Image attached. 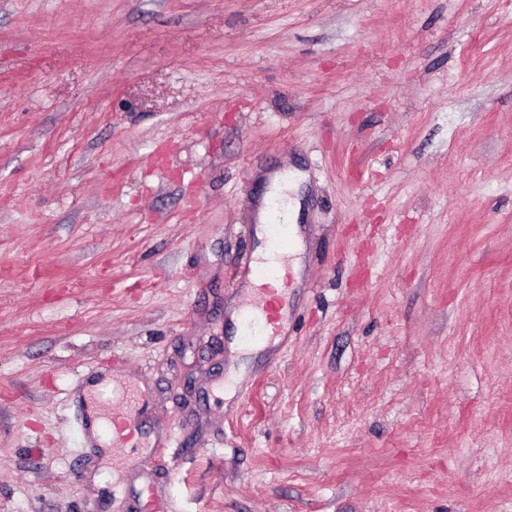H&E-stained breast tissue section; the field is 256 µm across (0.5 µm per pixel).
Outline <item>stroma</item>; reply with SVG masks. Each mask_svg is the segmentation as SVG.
<instances>
[{
	"mask_svg": "<svg viewBox=\"0 0 512 512\" xmlns=\"http://www.w3.org/2000/svg\"><path fill=\"white\" fill-rule=\"evenodd\" d=\"M285 337L233 351L267 173ZM512 512V0H0V512ZM267 191L262 197L260 207L258 209L256 235L260 241V245L256 250V255L265 264L274 262L275 255L272 246L279 256L285 257L288 254V230L287 224H283L278 219L277 224H269V239L266 246V224L270 219L275 217L278 208L284 211L285 219L291 224V235L296 241H299V227L297 220L300 212V202L297 199L288 198V172H275L268 175ZM98 403V404H97ZM86 402L79 409L76 417V423L79 430H82L84 435L90 436L91 422L96 419L103 418L109 414L110 408L103 402ZM112 417L115 420L117 417L124 424L125 434H116L112 439V448H109L112 452V460H117L123 466H129L138 469H146L154 465L158 460L157 448H151L149 451H142L136 454H132L127 451V448H133L129 446L135 438L134 422L136 416L130 413L119 414L116 412V408H112Z\"/></svg>",
	"mask_w": 512,
	"mask_h": 512,
	"instance_id": "1",
	"label": "stroma"
}]
</instances>
